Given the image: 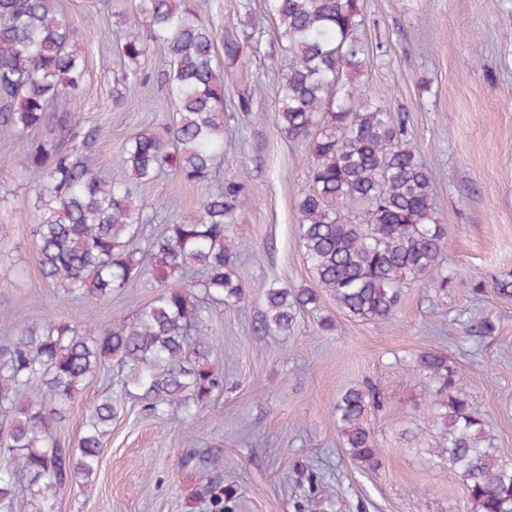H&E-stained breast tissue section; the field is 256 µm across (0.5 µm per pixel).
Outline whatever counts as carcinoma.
I'll return each mask as SVG.
<instances>
[{
	"mask_svg": "<svg viewBox=\"0 0 512 512\" xmlns=\"http://www.w3.org/2000/svg\"><path fill=\"white\" fill-rule=\"evenodd\" d=\"M270 2L286 51L277 123L309 154L307 188L297 204L306 262L340 310L386 323L411 282L425 278L440 291L450 288L441 269L448 232L435 215L434 172L375 95L339 87L343 70L358 75L371 63L360 35L361 0ZM142 15L148 40L132 35L119 42L132 64L123 82L142 80L138 65L148 42L161 45L175 118L161 134L130 139L120 174L107 180L86 162L95 134L84 130L81 111L50 114L55 104H71L85 80L74 26L57 0H0V137L19 142L14 165L36 177L33 237L43 277L91 307L138 277L160 288L111 330L99 329L87 313L73 326L50 322L0 346L7 424L0 437L1 510L24 490L37 512H55L65 487L92 480L116 418L112 401L96 405L75 448L55 440V427L112 362L126 369L125 389L144 408L181 426L189 424L191 408L208 405L224 388L222 373L208 361L209 323L211 305L245 296L236 247L226 244L238 186L208 194L191 220L148 214L133 188L165 172L185 183L211 180L224 161V64L193 0H143ZM49 125L52 137L36 136ZM155 222L145 245L131 247ZM319 304L314 289L271 285L259 329L286 333L302 311ZM417 364L434 386L424 403L438 434L429 454L457 472L473 512H512V464L493 448L489 422L473 410L466 385L440 354L425 351ZM379 404L371 387L350 388L336 404L345 451L365 470L380 463L367 423ZM207 495L210 512H233L237 490L220 477L209 480Z\"/></svg>",
	"mask_w": 512,
	"mask_h": 512,
	"instance_id": "1",
	"label": "carcinoma"
}]
</instances>
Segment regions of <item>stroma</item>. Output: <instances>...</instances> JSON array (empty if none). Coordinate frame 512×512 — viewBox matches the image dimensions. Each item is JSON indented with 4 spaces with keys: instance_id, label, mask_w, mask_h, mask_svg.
I'll return each mask as SVG.
<instances>
[{
    "instance_id": "stroma-1",
    "label": "stroma",
    "mask_w": 512,
    "mask_h": 512,
    "mask_svg": "<svg viewBox=\"0 0 512 512\" xmlns=\"http://www.w3.org/2000/svg\"><path fill=\"white\" fill-rule=\"evenodd\" d=\"M140 4L58 0L69 19L98 14L76 42L86 65L78 106L97 132L87 163L108 179L126 143L161 129L175 110L168 59L156 44L142 61L143 82L124 89L128 105L113 102L128 66L117 44L147 34ZM194 4L217 35L216 51L241 45L224 72V164L208 183L164 174L138 196L148 212L171 203L190 215L220 185L241 187L231 237L247 245L239 258L245 297L218 309L210 325L209 360L224 389L188 429L143 411L119 367L95 376L58 423L57 439L76 447L104 396L118 414L96 478L61 493L56 512H208L199 475L214 453L224 458L225 484L238 490L234 512H473L457 474L411 439L437 440L422 418L427 383L416 358L429 349L447 356L489 420L498 455L512 463V302L493 291L496 280L512 278V0H361V36L374 60L354 82L402 119L436 174V215L449 240L442 270L453 286L412 283L385 324L349 317L326 295L317 312L275 337L257 330L265 288L316 285L296 208L308 152L275 120L285 49L266 0ZM16 150L0 138V344L18 328L67 323L88 309L108 329L149 304L158 290L144 278L92 308L56 293L36 259L32 179L9 163ZM476 280L484 293L473 292ZM324 319L331 330H321ZM483 322L492 333H477ZM368 385L382 396L370 416L381 465L370 472L346 455L333 417L348 388Z\"/></svg>"
}]
</instances>
